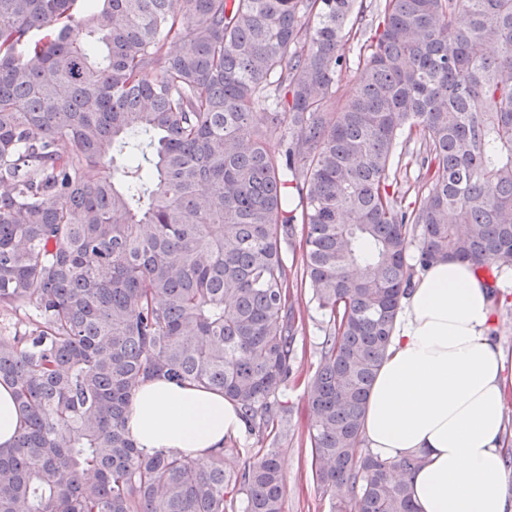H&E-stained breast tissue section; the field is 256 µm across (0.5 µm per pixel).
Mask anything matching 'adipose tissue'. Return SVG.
Here are the masks:
<instances>
[{"label":"adipose tissue","instance_id":"adipose-tissue-1","mask_svg":"<svg viewBox=\"0 0 512 512\" xmlns=\"http://www.w3.org/2000/svg\"><path fill=\"white\" fill-rule=\"evenodd\" d=\"M490 283L469 263H432L404 299L365 405L372 453L422 459L407 482L417 512H512L502 450L506 357L493 336ZM126 429L146 451L205 464L246 426L202 386L156 378L137 389Z\"/></svg>","mask_w":512,"mask_h":512}]
</instances>
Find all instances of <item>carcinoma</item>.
Here are the masks:
<instances>
[{
  "label": "carcinoma",
  "mask_w": 512,
  "mask_h": 512,
  "mask_svg": "<svg viewBox=\"0 0 512 512\" xmlns=\"http://www.w3.org/2000/svg\"><path fill=\"white\" fill-rule=\"evenodd\" d=\"M380 8L344 95L359 0H0V311L34 308L0 335L23 416L0 512H283L275 450L232 473L238 448H216L203 471L125 421L163 377L274 433L299 287L329 325L319 489L338 512H415L421 460L357 454L365 404L417 270H512V0ZM415 135L433 175L408 210L394 159Z\"/></svg>",
  "instance_id": "obj_1"
}]
</instances>
